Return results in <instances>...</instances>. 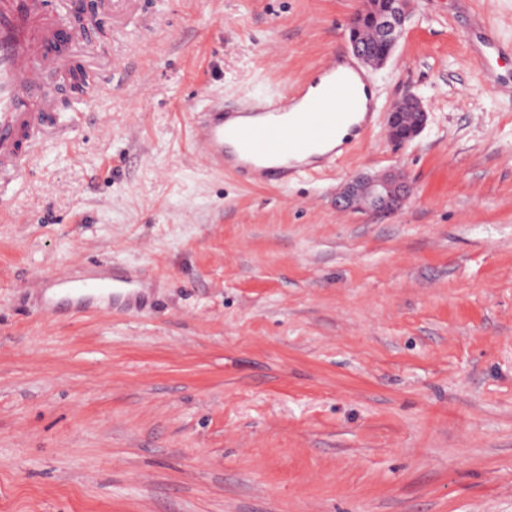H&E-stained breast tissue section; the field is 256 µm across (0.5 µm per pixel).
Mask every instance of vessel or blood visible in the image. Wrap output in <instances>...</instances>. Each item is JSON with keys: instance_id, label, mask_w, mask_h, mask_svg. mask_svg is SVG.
Listing matches in <instances>:
<instances>
[{"instance_id": "obj_1", "label": "vessel or blood", "mask_w": 512, "mask_h": 512, "mask_svg": "<svg viewBox=\"0 0 512 512\" xmlns=\"http://www.w3.org/2000/svg\"><path fill=\"white\" fill-rule=\"evenodd\" d=\"M67 33L46 0H0V207L13 204L14 186L32 172L35 159L61 127H48L44 115L54 106L45 75L71 68V55L59 51ZM324 79L312 104H304L305 85L266 99L234 106L209 98L194 110L193 137L207 165L247 180L284 185L298 166L297 156L328 143L337 118L356 111L357 90L336 74L335 62L318 67ZM155 277L135 269L114 274L97 265L58 273L48 287L60 301L108 308L120 303L143 310L157 287Z\"/></svg>"}]
</instances>
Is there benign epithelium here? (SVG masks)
<instances>
[{"instance_id":"benign-epithelium-1","label":"benign epithelium","mask_w":512,"mask_h":512,"mask_svg":"<svg viewBox=\"0 0 512 512\" xmlns=\"http://www.w3.org/2000/svg\"><path fill=\"white\" fill-rule=\"evenodd\" d=\"M99 2L78 0L72 14L71 34L87 33L97 26ZM409 8L410 0H363L350 25V44L363 63L381 67L389 61L403 35ZM427 121L423 100L416 95L404 96L387 112V136L393 142L412 140L422 133ZM406 194L407 181L402 172L361 174L344 185L336 205L354 211H394Z\"/></svg>"}]
</instances>
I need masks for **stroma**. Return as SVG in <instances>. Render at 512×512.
<instances>
[{"mask_svg":"<svg viewBox=\"0 0 512 512\" xmlns=\"http://www.w3.org/2000/svg\"><path fill=\"white\" fill-rule=\"evenodd\" d=\"M359 5L112 0L110 93L0 213V512H512V0H412L321 172L249 184L192 137L201 92L305 81ZM392 170L400 209L337 208ZM94 264L161 286L43 311ZM428 112L423 100L416 95H407L396 100L386 118L389 140L405 142L416 138L425 129Z\"/></svg>","mask_w":512,"mask_h":512,"instance_id":"obj_1","label":"stroma"}]
</instances>
